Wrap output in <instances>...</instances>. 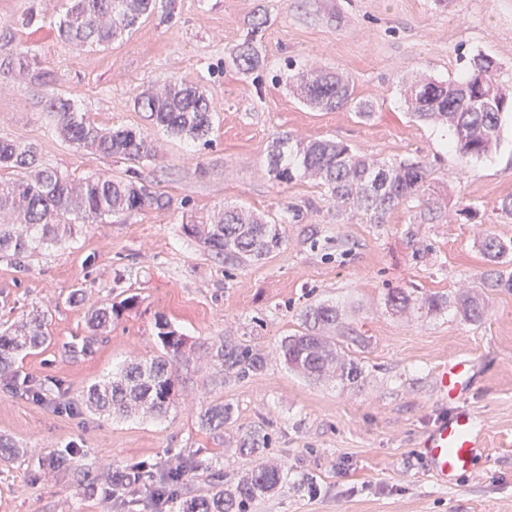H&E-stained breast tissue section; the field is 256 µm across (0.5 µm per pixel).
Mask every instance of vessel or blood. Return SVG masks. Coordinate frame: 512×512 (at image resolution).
I'll list each match as a JSON object with an SVG mask.
<instances>
[{
  "mask_svg": "<svg viewBox=\"0 0 512 512\" xmlns=\"http://www.w3.org/2000/svg\"><path fill=\"white\" fill-rule=\"evenodd\" d=\"M471 362L456 358L439 370L436 385L440 395L456 401L457 408L440 421L421 441V454L429 472L442 484H455L471 467L472 459L484 440L474 427V413L461 400L470 387Z\"/></svg>",
  "mask_w": 512,
  "mask_h": 512,
  "instance_id": "1",
  "label": "vessel or blood"
}]
</instances>
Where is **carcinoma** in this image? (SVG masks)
I'll use <instances>...</instances> for the list:
<instances>
[{
  "label": "carcinoma",
  "mask_w": 512,
  "mask_h": 512,
  "mask_svg": "<svg viewBox=\"0 0 512 512\" xmlns=\"http://www.w3.org/2000/svg\"><path fill=\"white\" fill-rule=\"evenodd\" d=\"M172 0H67L58 36L67 43L91 49L108 48L131 34L152 15L171 17ZM250 24L245 37L229 54L231 67L243 74L262 69L258 33L268 22L266 8ZM11 27L0 29V74L22 73L37 88L43 110L53 131L64 140L93 155L113 157L141 164L157 157L154 140L123 125L106 127L96 123L70 99L55 94L53 74L41 66L31 48L13 50ZM497 67L487 56L473 58L468 75L448 82L427 81L405 90L408 113L418 121L439 123L453 133L450 151L460 164L487 155L497 145L502 117L512 112V92L502 88ZM285 85L301 102L321 111L353 106L361 118L370 117L368 106L355 101L354 88L345 76L306 61L286 75ZM134 107L148 113L154 125L168 135L207 146L215 124V109L200 87L169 76L155 88L134 99ZM267 173L279 184L301 179L320 182L328 193L336 221L357 218L367 224H386L399 206L413 202L420 207L422 220H434L436 208L430 205L429 171L414 161L386 162L353 151L349 146L325 139L297 140L279 136L268 146ZM14 177H0V214L15 217L0 222V259L16 267L27 264L30 254L41 245L65 248L74 239V225L95 224L116 214L138 212L167 205L162 194L130 178L102 173L74 180L43 166L37 149L0 137V170ZM299 214L285 209L277 220H267L241 207H226L208 224H191L189 232L204 240L224 264L259 261L279 252L286 244L281 225ZM483 254L497 263L512 254L507 244L489 238ZM485 288H509L512 275L501 272L483 278L481 289H468L450 300L442 295L418 296L402 288L390 289L384 304L399 312L419 308L430 316H440L453 307L465 322H478L485 314ZM138 303L135 294L119 302H94L88 311V328L96 332L107 327ZM302 331L286 337L279 355L288 368L318 381L334 374L340 381L356 385L364 380L362 362L347 353L344 345L360 346L361 336H350L338 307L327 302L306 306L299 314ZM48 319L35 309L9 327L0 330V379L5 388L35 401L44 400L41 385L18 381L11 375L17 359L42 348L48 341ZM162 352L148 361H133L120 374L103 384H93L83 395L86 408L107 417L127 418L148 414L165 416L173 405L179 381V367L189 368L188 338L159 324L157 333ZM211 369L212 385L224 387L233 380H244L264 372L268 356L261 350L230 337L203 346ZM230 403L211 401L198 412L202 430L215 433L233 418ZM268 433L261 425L247 431L239 440L241 455L255 459V465L238 481H224V471L191 458L158 475L143 466L100 468L86 464L78 469L74 457L79 449L68 446L38 462L40 473H63L82 493H101L105 498L121 496L151 483L154 497L175 507V512H250L254 502L279 492L288 481V470L265 459ZM206 472V493L192 495L183 490L190 471Z\"/></svg>",
  "instance_id": "cac0c4a2"
}]
</instances>
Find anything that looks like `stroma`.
Returning <instances> with one entry per match:
<instances>
[{"mask_svg":"<svg viewBox=\"0 0 512 512\" xmlns=\"http://www.w3.org/2000/svg\"><path fill=\"white\" fill-rule=\"evenodd\" d=\"M31 7L45 11L43 27L17 25ZM261 7L269 13L260 34L267 66L243 75L227 56ZM64 11L62 0H0V24H15V46L36 49L56 91L91 119L160 144L159 157L138 172L169 204L78 225L73 247H41L25 268L0 261V326L38 306L49 312L51 336L15 369L42 383L47 401L0 387V436L26 450L0 461V512H159L149 493L86 497L69 479L37 477L33 464L74 444L79 466L137 464L158 474L189 456L217 464L232 482L252 466L237 450L239 436L266 420L267 456L285 465L288 484L253 512H512V290H486L478 323L451 313L400 315L383 300L390 288L455 297L489 270L484 239L512 240V218L498 211L512 195V115L497 148L463 167L445 150L440 127L410 118L402 94L407 82L462 77L479 54L496 62L498 82L512 88V0H175L169 20L148 18L103 51L58 37ZM289 59H314L348 77L371 118L300 103L282 81ZM168 76L199 84L212 101L211 146L168 137L134 109L137 93ZM283 132L341 141L387 162L426 164L441 218L416 224L413 208L402 206L385 224L337 223L322 185H279L268 176V146ZM0 136L35 146L44 164L72 178L127 169L57 137L19 75L0 93ZM460 200L477 209V221L457 215ZM227 204L274 218L293 207L301 216L283 225L280 253L228 269L186 230ZM76 288L89 302L138 297L86 352L87 305L68 301ZM324 300L368 339L351 350L366 366L360 385L307 380L276 353L298 330L299 311ZM161 321L197 343L229 336L255 346L270 364L221 388L206 374L191 375L161 420L64 413L130 359L156 355ZM457 357L472 362L464 402L486 448L455 487L444 488L427 471L420 442L454 409L439 396L435 373ZM213 400L234 407L217 435L197 418Z\"/></svg>","mask_w":512,"mask_h":512,"instance_id":"1","label":"stroma"}]
</instances>
